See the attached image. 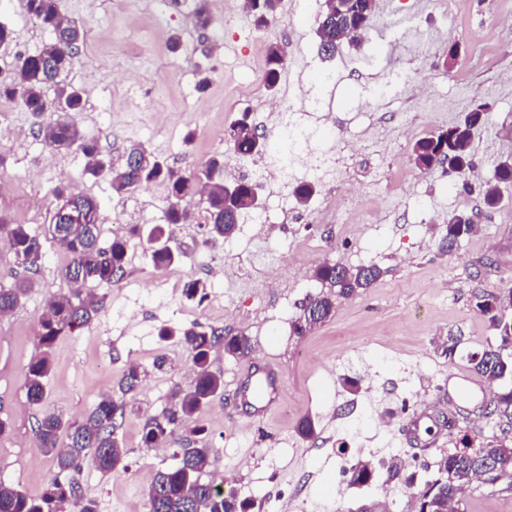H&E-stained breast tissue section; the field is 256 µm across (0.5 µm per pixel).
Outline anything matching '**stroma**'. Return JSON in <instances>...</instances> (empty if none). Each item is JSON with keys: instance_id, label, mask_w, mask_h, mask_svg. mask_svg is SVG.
Segmentation results:
<instances>
[{"instance_id": "obj_1", "label": "stroma", "mask_w": 512, "mask_h": 512, "mask_svg": "<svg viewBox=\"0 0 512 512\" xmlns=\"http://www.w3.org/2000/svg\"><path fill=\"white\" fill-rule=\"evenodd\" d=\"M503 2L378 0L365 42L342 45L327 60L316 34L324 0H280L276 20L261 30L237 13L234 0H209L216 25L209 32L195 27L189 2L175 9L168 0H60L62 12L85 30L67 74L85 92V107L74 119L102 158L116 160L136 142L178 170L223 156L228 178L239 179L263 163L310 159L350 140L365 158L348 168L346 180L372 178L377 189L359 223L306 224L294 220L303 211L297 202L280 207L287 190L271 182L267 223L241 222L232 239L205 249L199 225L176 227L189 280L164 288L154 287L160 271L142 247H132L126 277L96 288L102 301L96 318L58 341L45 399L35 405L24 387L25 368L39 353L47 302L69 288L61 274L65 252L47 245L37 286L0 315V419L10 425L0 436V481L39 494L55 468L35 448L37 419L55 411L81 420L109 394L130 403L117 432L126 469L104 475L83 468L81 494L96 501L98 512H148L152 475L174 460L171 449L142 446V424L171 407L175 390L189 389L195 379L188 351L160 331L193 323L247 335L253 358L272 360L282 372L274 415L232 424L231 415L245 409L239 394L244 361L216 349L212 368L222 373L224 391L194 417L210 450L205 479L219 485L233 473V487L252 502L251 512H407L413 490L402 480L351 486L346 468L395 457L422 477L459 437L477 446L489 441L484 408L498 383L480 379L471 399L452 405L448 370L469 372L467 353L493 334L475 310L476 296L512 288V183L502 185L499 205L488 210L478 193L462 192L440 171H419L410 151L482 104L486 120L473 141L472 181L492 178L495 159L512 156V82L502 78L512 71V24L501 21ZM0 23L14 31V49L31 55L52 37L23 0H0ZM421 33L432 38L425 63L414 48ZM174 34L181 37L175 50L169 47ZM273 43L297 61L279 85L293 96L300 123L313 131L343 130V138L305 142L274 131L263 80ZM205 69L211 82L202 90ZM245 112L269 142L262 156L249 160L235 157L224 140L225 128ZM9 120L13 136L0 145V178L14 189L0 193V212L46 233L51 189L76 179L101 205L103 240L129 224L163 223L168 195L147 186L117 196L108 180L87 173L81 152H57L37 139L31 113L15 106ZM453 211L475 212L481 230L450 250L444 220ZM326 261L374 265L381 275L371 288L339 300L327 322L295 335L290 321L308 295L324 291L313 273ZM225 266L248 280L281 269L288 277L270 291L233 288L221 272ZM191 282L204 285L206 300L187 298ZM452 329L463 334V354L451 363L436 343ZM161 354L167 365L160 372L152 365ZM132 362L148 375L126 394L121 378ZM347 377L358 380L357 389L344 387ZM307 418L316 428L309 439L298 432ZM458 512H512V484L472 483Z\"/></svg>"}]
</instances>
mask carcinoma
Masks as SVG:
<instances>
[{
	"label": "carcinoma",
	"mask_w": 512,
	"mask_h": 512,
	"mask_svg": "<svg viewBox=\"0 0 512 512\" xmlns=\"http://www.w3.org/2000/svg\"><path fill=\"white\" fill-rule=\"evenodd\" d=\"M279 0H247L246 11L252 25L262 29L277 18ZM27 13L39 20L52 33L41 50L24 57L10 69L0 68V100L19 104L36 118V137L58 152L78 150L89 159L97 157L95 142L87 139L72 120V113L84 108V92L66 81L85 32L75 20L62 13L59 0H24ZM377 8V0H326V8L317 19L319 53L333 57L343 42L354 44L365 34ZM197 28L206 31L213 22L207 0H195L192 11ZM287 52L272 44L265 59L264 84L275 92ZM53 89V97L46 90ZM486 112L480 105L472 115L440 130L436 135L418 140L412 150L414 165L423 172L437 167L464 191H471L468 174L474 169L472 143L479 128L473 116ZM224 140L233 154L248 159L264 152L266 134L260 132L249 115L231 122L224 129ZM94 177L109 180L118 196L131 194L144 185L167 184L170 205L166 224L147 227L129 224L125 232L101 241L99 202L88 195L74 193L69 186L58 184L52 189L55 199L71 198L76 213L88 212L96 217L93 224L59 219L50 224L48 236L40 235L30 225L0 212V245L20 261L23 271L10 288L0 287V314L13 311L35 287L33 274L45 256L48 240L62 245L67 263L62 276L69 284L66 293L52 297L39 321L37 333L40 355L32 359L24 373V386L29 400L40 403L46 395V380L52 369L53 350L57 341L88 326L100 306L91 288L121 281L126 274L128 251L139 241L152 265L165 268L180 260L177 249L157 243L171 239L173 228L197 223L204 228L201 245L207 247L233 238L239 221L250 210L248 198L255 183L241 179L231 200L224 198V156H212L199 167L182 175L149 152L141 144L124 149L116 163L95 162L87 167ZM512 182V164L503 160L495 165L493 177L480 183L479 194L485 207H496L501 197L500 185ZM204 197L200 210L190 200ZM474 214L451 212L446 219L448 248H453L470 235ZM380 275L374 265L350 267L341 263H325L315 276L329 291L307 297L302 312L293 323L301 334L325 322L336 308V298H348L368 288ZM476 310L486 317L495 331L479 352L467 356L472 370L503 385L486 411L490 419L512 426V289L476 297ZM160 336H176L190 351L195 371L193 386L175 393L177 401L171 408L145 420L141 443L146 448H172L177 463L159 469L148 489L152 512H248L249 505L239 499L233 489L223 490L202 479L208 465L210 449L187 448L186 434L197 435L200 429L191 426L195 414L224 390L222 374L212 370L211 354L219 346L233 357L251 353L248 336L224 335V330L193 324L178 330L164 328ZM461 337L452 333L438 344L441 355L453 362ZM127 412V402L107 395L82 420L65 422L55 413H45L37 420L36 437L40 452L52 458L57 472L37 496L0 482V512H65V506L80 502V512H97V504L83 499L76 478L87 465L102 473L119 470L124 449L116 437ZM66 431L67 442L60 441ZM434 473L423 481L413 494L411 512H448V504L475 481L495 485L512 480V444L504 440L487 442L477 448L464 442L462 447L448 450L434 464ZM379 479L377 468L368 464L352 469L350 484L368 486Z\"/></svg>",
	"instance_id": "cac0c4a2"
}]
</instances>
